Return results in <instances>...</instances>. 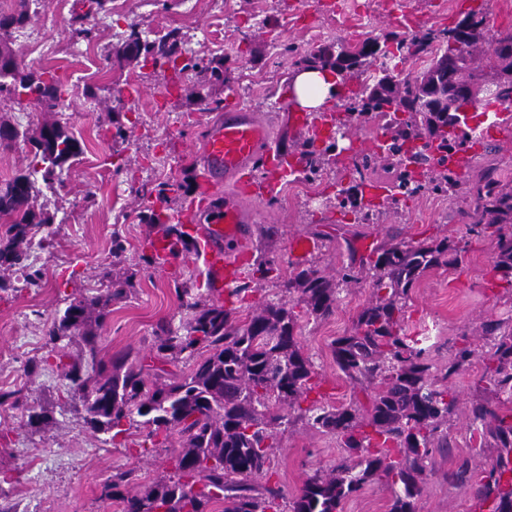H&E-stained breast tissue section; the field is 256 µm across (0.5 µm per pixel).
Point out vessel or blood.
<instances>
[{
    "instance_id": "obj_1",
    "label": "vessel or blood",
    "mask_w": 512,
    "mask_h": 512,
    "mask_svg": "<svg viewBox=\"0 0 512 512\" xmlns=\"http://www.w3.org/2000/svg\"><path fill=\"white\" fill-rule=\"evenodd\" d=\"M336 112V106H328L315 122L306 113L292 112L289 127L299 132L322 129L330 126ZM295 170L292 157L278 152L267 122L254 110L232 103L210 123L197 196L169 216L170 223L197 239L209 287L236 283L252 260L247 240L254 218L244 197L274 195ZM229 181L237 182V190L220 194V184Z\"/></svg>"
}]
</instances>
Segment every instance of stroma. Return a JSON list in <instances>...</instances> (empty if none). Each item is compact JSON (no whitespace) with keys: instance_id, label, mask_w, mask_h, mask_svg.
I'll return each instance as SVG.
<instances>
[{"instance_id":"stroma-1","label":"stroma","mask_w":512,"mask_h":512,"mask_svg":"<svg viewBox=\"0 0 512 512\" xmlns=\"http://www.w3.org/2000/svg\"><path fill=\"white\" fill-rule=\"evenodd\" d=\"M0 0V10L23 11V27L0 38L18 61L31 71L50 70L67 91L54 110L14 96L0 94V124L14 127L20 137L0 147V182L40 169L29 142L39 128L61 125L83 147V153L63 175L57 190L37 182L31 201L49 222L47 240L33 242L26 259L28 271H40L37 284L18 280L7 271L11 291L0 294V393L18 394L15 405L0 407V507L15 512H119L104 499L102 488L112 474L131 470L140 483L172 474L177 440L168 447L144 449L145 428L125 434V444L113 447L109 435L93 432L66 393L60 371L45 369L32 377L21 366L44 355L47 330L58 311L73 298L92 297L108 288L103 271L119 279L134 274L127 294L113 298L101 334L104 356L113 361L127 352L146 356L156 327L179 325L181 312L175 287L205 288V269L193 252L180 253L175 269L164 274L147 265L148 240L158 225L143 221L151 196L166 189L170 208L193 197L202 172L201 125L209 112L236 100L262 114L282 149L297 142L282 109L290 97L294 58L285 46L306 53L321 44L356 45L389 31H401L398 14L410 15L413 30L443 29L459 17L462 6L482 7L490 31L512 27V0H192V21H185L180 0H118L106 16L88 15L84 0ZM139 25L149 39L177 28L186 33L187 48L196 60L223 61L221 76L201 67L174 75L176 89L166 96L158 90L165 76L141 60L117 56L118 40L130 25ZM92 29V40L77 36L79 27ZM142 87L127 99L129 85ZM336 174L326 171L320 205L303 201L304 179L288 181L274 200L254 198L248 205L259 227H274L268 240L252 236L251 248H262L281 261L291 259L292 238L321 232L310 256L328 275L347 261L341 248L345 220L331 195ZM450 197L426 193L403 206H388L381 221L364 224L357 247L379 246L400 239L423 240L451 236L466 238L469 252L460 271H430L415 288L407 308L410 326L433 337L430 354L443 367L462 333H471L472 346L483 349L481 323L512 316V293L488 283L494 245L468 234ZM124 250L113 254V240ZM371 295L369 279L344 291L334 315L305 320L298 339L318 374L316 396L340 405L356 402L367 410L369 397L338 370L330 344L349 333L358 312ZM481 372L472 365L453 380L460 402L450 421L454 454L436 459L417 502V512H474L472 489L452 485L449 469L471 457L467 407ZM49 406L53 424L43 430L28 425L33 400ZM341 449L334 436L296 424L280 437L270 481L285 498H293L315 469L332 466Z\"/></svg>"}]
</instances>
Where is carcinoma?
Wrapping results in <instances>:
<instances>
[{"label": "carcinoma", "instance_id": "carcinoma-1", "mask_svg": "<svg viewBox=\"0 0 512 512\" xmlns=\"http://www.w3.org/2000/svg\"><path fill=\"white\" fill-rule=\"evenodd\" d=\"M26 21L23 12L0 11V33ZM485 28L484 13L470 9L448 28L390 32L381 41L369 38L354 48L320 45L297 56L294 64L330 69L340 83L359 87L346 96L347 112L338 124L385 123L391 142L383 161L399 165L401 174L398 183L384 186V199L395 204L400 194L414 198L426 192L461 198L466 207L459 214L469 232L494 241L492 277L512 288V180L492 165L468 161L463 178L448 167L450 151L470 139L468 116L460 108L493 103L480 98L487 76L481 56L495 60L497 74L512 75V30L488 41ZM389 42L395 51L388 50ZM433 45L436 50L414 75L401 78L384 66L367 76L381 56L401 61ZM119 53L142 55L163 66L177 62L187 49L178 29L151 41L131 25ZM2 92L52 108L66 88L51 73L26 71L12 52L0 50ZM29 141L44 164L46 182L82 154L79 141L61 125L44 126ZM315 143L306 139L294 151L309 181L337 165L335 139L321 149ZM35 192L26 174L0 187V216L10 219L0 236V268L22 267L20 245L47 223L29 206ZM349 205L358 224L379 211L365 201L360 182L336 198L337 207ZM162 233L174 239L175 251L186 248L189 237L177 226L164 224ZM342 240L347 263L334 278L310 259L289 262L285 278L280 260L263 253L234 287L224 289L222 299L217 288L197 295L175 288L184 320L176 328L159 326L150 349L155 365L130 353L109 369L102 365L99 330L112 297L132 286L129 279L113 281L111 289L96 296L72 299L54 319L48 329L50 352L38 363L24 364V376L53 366L61 370L87 424L111 434L113 441L127 432V425L148 429L146 438L154 448L178 436L173 474L133 494L119 491L130 483L127 471L105 483V497L119 502L121 512H214L217 503L222 512H283L281 489L251 480L269 472L279 435L300 422L336 437L343 454L330 470L308 476L289 512H343L344 501L371 483L390 489L389 512H417V501L435 472V454L452 451L448 422L459 402L453 378L474 363L483 372L476 383L479 395L468 409L471 439L479 441L480 454L495 449L484 457L474 498L491 503L490 512H512V316L481 325L485 350L472 348L468 334H462L439 375L433 374L429 359L432 337L406 330V308L417 283L433 269H460L468 242L446 236L430 242L401 239L364 254L354 239ZM362 273L371 278V298L352 330L333 340L332 351L347 379L374 387L365 416L354 402L336 406L309 399L318 387L317 372L297 336L301 320L332 316L341 292ZM263 281L281 283L291 300L265 302L238 323L236 304L259 291ZM65 336L82 343L76 362L55 347ZM183 360L191 363L189 372L165 369ZM28 422L47 427L53 419L38 402Z\"/></svg>", "mask_w": 512, "mask_h": 512}]
</instances>
